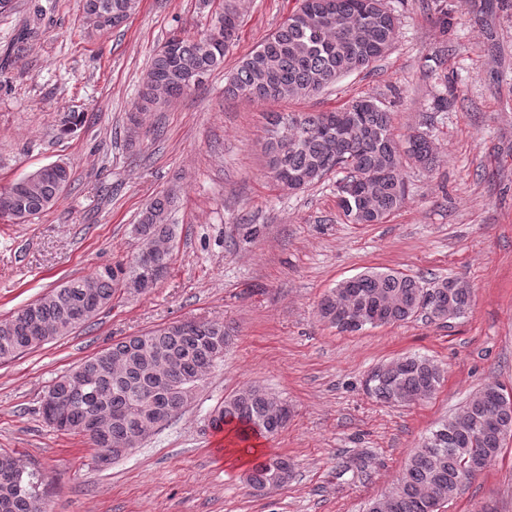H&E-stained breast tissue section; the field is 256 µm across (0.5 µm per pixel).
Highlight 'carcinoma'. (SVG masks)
<instances>
[{
    "label": "carcinoma",
    "mask_w": 512,
    "mask_h": 512,
    "mask_svg": "<svg viewBox=\"0 0 512 512\" xmlns=\"http://www.w3.org/2000/svg\"><path fill=\"white\" fill-rule=\"evenodd\" d=\"M140 0H83L90 34L123 26ZM232 9L215 15L197 39L169 38L152 57L143 79L138 111H158L200 86L224 68V56L238 37V26L227 28ZM397 16L386 0H299L296 8L225 77L224 96L278 102L308 98L338 78L369 69L391 50ZM39 36L36 27L17 35L13 51L22 53ZM270 177L282 188L296 191L336 172L357 179L361 200H339L351 224H383L399 209L406 192V158L424 166L434 161L426 133L413 131L405 139L394 134L391 112L370 97L325 112L277 113L270 120L264 144ZM69 166L55 164L43 176L30 172L0 192V216L26 221L53 208L70 183ZM179 200L171 189L149 202L133 231L153 253L156 268H170L178 225L173 214ZM143 270L133 261L98 267L87 276L68 279L36 302L0 319V363L51 343L83 327L111 305L112 297L135 286ZM449 280L427 287L401 271L370 268L339 282L318 304L324 323L353 333L373 325L395 324L425 311L442 322L465 316L471 309L468 287L450 288ZM229 345L233 329L205 321L201 329L183 330L169 323L134 336H125L88 357L49 388L43 417L59 411L58 429L87 436L99 454L116 460L136 424L154 427L151 405L172 417L195 400L197 388L219 360L211 341ZM442 379L434 360L416 355L400 357L372 369L367 393L389 405H407L431 397ZM487 384L472 394L462 411L443 421L430 442L412 450L405 470L388 493L368 504L366 512H439L466 481L464 474L485 469L503 444L485 427L492 418L512 433V405L505 407L489 394ZM283 400L258 386L224 398L211 427L229 428L238 439L271 437L285 428ZM13 454L0 452V512H33L31 500L40 496L42 479L32 470L20 480L11 476ZM293 478L287 458L270 455L253 464L245 482L253 493L266 494Z\"/></svg>",
    "instance_id": "1"
}]
</instances>
